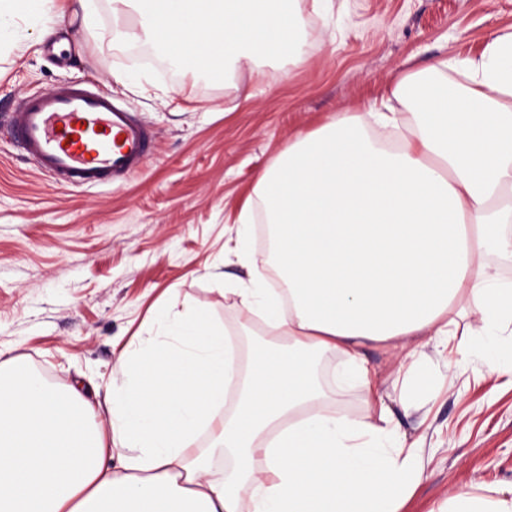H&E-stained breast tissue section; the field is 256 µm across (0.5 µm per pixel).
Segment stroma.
Instances as JSON below:
<instances>
[{"label":"stroma","instance_id":"1","mask_svg":"<svg viewBox=\"0 0 512 512\" xmlns=\"http://www.w3.org/2000/svg\"><path fill=\"white\" fill-rule=\"evenodd\" d=\"M17 25L18 48L0 55V113L24 95L92 81L155 133L152 155L125 182L71 188L39 173L0 128V349L47 370L55 386L103 392L114 343L147 331L158 313L207 310L250 350L258 332L241 331L245 313L224 285L251 272L224 244L258 175L298 134L379 106L407 68L478 56L512 30V0H333L329 15L307 20L317 52L270 60L257 77L173 71L148 64L142 43H85L74 30L66 43H41L28 18ZM116 70L126 83L113 81ZM241 90L251 99L225 111ZM424 351L408 398L393 352L367 349L368 390L336 385L334 355L315 369L329 409L366 419L386 401L407 443L421 447L423 474L402 512L512 484V376L496 372L492 355L457 357L449 371L434 345Z\"/></svg>","mask_w":512,"mask_h":512}]
</instances>
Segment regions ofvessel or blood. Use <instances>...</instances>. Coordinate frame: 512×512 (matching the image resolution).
Masks as SVG:
<instances>
[{
	"label": "vessel or blood",
	"instance_id": "obj_1",
	"mask_svg": "<svg viewBox=\"0 0 512 512\" xmlns=\"http://www.w3.org/2000/svg\"><path fill=\"white\" fill-rule=\"evenodd\" d=\"M0 122L41 174L67 187L127 179L143 167L154 143L142 118L92 84H63L25 96Z\"/></svg>",
	"mask_w": 512,
	"mask_h": 512
}]
</instances>
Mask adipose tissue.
Instances as JSON below:
<instances>
[{
    "label": "adipose tissue",
    "mask_w": 512,
    "mask_h": 512,
    "mask_svg": "<svg viewBox=\"0 0 512 512\" xmlns=\"http://www.w3.org/2000/svg\"><path fill=\"white\" fill-rule=\"evenodd\" d=\"M110 0L114 41H142L182 67L210 61L257 74L302 57L305 9L331 0ZM138 25H123L128 15ZM96 36L99 0H0V50L15 21L43 37L65 16ZM401 131L396 149L369 124ZM273 228L275 284L254 274L224 291L269 340L239 375L226 329L207 311L159 315L155 335L118 354L107 433L91 434L81 384L52 388L0 350V512H397L421 476L388 406L362 420L324 409L311 357L339 358V385H369L367 347L400 351L407 380L421 338L461 354L512 350V31L480 56L411 67L371 117L344 114L296 137L258 178ZM213 435L207 450L196 446ZM234 467L212 471L215 457ZM438 512H512L451 494Z\"/></svg>",
    "instance_id": "adipose-tissue-1"
}]
</instances>
